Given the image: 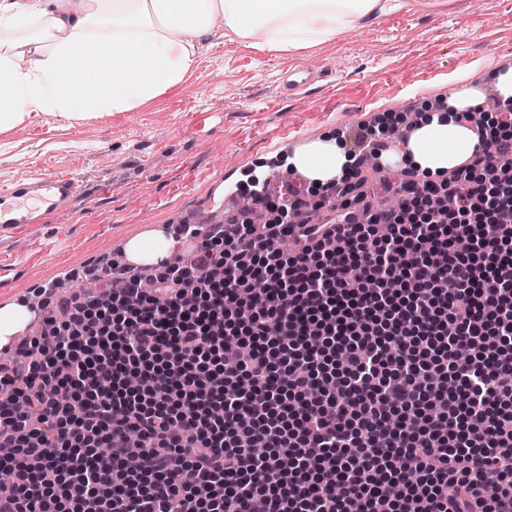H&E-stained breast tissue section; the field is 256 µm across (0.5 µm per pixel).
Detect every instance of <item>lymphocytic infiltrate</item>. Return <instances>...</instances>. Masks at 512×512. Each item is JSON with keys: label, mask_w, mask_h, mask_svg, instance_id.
<instances>
[{"label": "lymphocytic infiltrate", "mask_w": 512, "mask_h": 512, "mask_svg": "<svg viewBox=\"0 0 512 512\" xmlns=\"http://www.w3.org/2000/svg\"><path fill=\"white\" fill-rule=\"evenodd\" d=\"M198 239L0 363V512H512V133Z\"/></svg>", "instance_id": "obj_1"}]
</instances>
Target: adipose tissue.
<instances>
[{"label": "adipose tissue", "instance_id": "1", "mask_svg": "<svg viewBox=\"0 0 512 512\" xmlns=\"http://www.w3.org/2000/svg\"><path fill=\"white\" fill-rule=\"evenodd\" d=\"M404 0H0V133L49 115L76 127L133 112L179 86L216 23L225 38L268 53L336 40ZM480 141L461 120L425 114L405 161L438 179ZM287 162L312 186L340 179L351 160L337 138L309 142Z\"/></svg>", "mask_w": 512, "mask_h": 512}]
</instances>
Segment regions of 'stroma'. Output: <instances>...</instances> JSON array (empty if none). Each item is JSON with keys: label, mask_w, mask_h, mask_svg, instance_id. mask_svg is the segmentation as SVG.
I'll return each instance as SVG.
<instances>
[{"label": "stroma", "mask_w": 512, "mask_h": 512, "mask_svg": "<svg viewBox=\"0 0 512 512\" xmlns=\"http://www.w3.org/2000/svg\"><path fill=\"white\" fill-rule=\"evenodd\" d=\"M295 65L322 78L289 96ZM512 67V0H407L341 39L275 56L225 39H203L184 83L134 112L65 128L41 115L0 134V184L44 172L73 176L79 193L53 223L22 241H0V303L32 290L72 296L108 283L124 244L179 224H206L230 193L286 168L283 127L318 139L445 100L474 83L491 88Z\"/></svg>", "instance_id": "1"}]
</instances>
